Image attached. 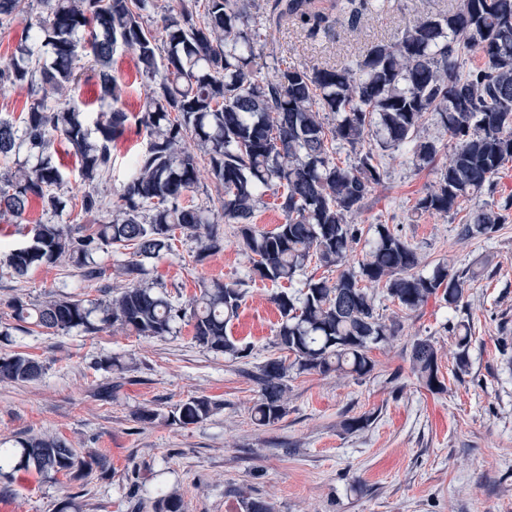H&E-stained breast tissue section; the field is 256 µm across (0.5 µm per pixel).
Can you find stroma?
<instances>
[{
	"mask_svg": "<svg viewBox=\"0 0 512 512\" xmlns=\"http://www.w3.org/2000/svg\"><path fill=\"white\" fill-rule=\"evenodd\" d=\"M360 19L330 10L326 31L308 37L287 20L267 32L260 68L286 59L316 67L355 60L373 42L395 40L417 17L455 8L460 0H366ZM112 73L123 88L122 108L138 113L146 85L135 56L116 54ZM146 144L138 124H128L114 144L115 164L94 184L110 219L128 175L127 159ZM54 159L69 177L59 190L68 208L55 215L34 200L22 218L0 219V249L27 243L37 222L72 224L86 186L73 173L77 159L56 143ZM385 178L353 217L364 239L385 224L420 254L423 274L436 266L468 272L464 304L451 308L429 299L403 314L378 295L383 316L398 317L401 330L388 345L372 348L374 370L355 378L336 372L288 373L286 415L271 426L256 425L251 409L259 398L255 376L269 358L280 321L274 294L303 288L306 278H335L336 269L310 260L293 282L261 279L239 245L237 227L222 225L224 247L196 261L195 244L178 236L171 253L145 260L164 292L188 302L203 281H243L245 298L227 332L249 345L247 358L232 360L199 346L191 324L164 338L107 330L50 334L38 327L15 330L7 306L16 296L37 304L65 284L79 298L95 301L98 286L80 280L66 263L43 265L17 278L0 273V356L24 354L43 367L38 380L0 384V446L20 437L49 434L78 455L105 460L79 476L50 480L32 470L0 478V512H56L72 496L82 512H153L162 493L182 496L187 512H242L243 497L268 501L273 512H512V210L495 233L462 237L468 213L496 207L512 196V162L495 179L493 193L463 200L448 215L420 214L418 198L434 184L431 169L415 167L399 152L382 158ZM471 326L469 371L456 372L450 326ZM430 337L438 350L444 391L423 388L411 371L410 345ZM118 358L122 369L108 368ZM112 395L100 397L102 388ZM205 396L218 405L207 420L188 426L171 421L185 400ZM157 413L152 422L140 410ZM368 417V426L348 432L344 424Z\"/></svg>",
	"mask_w": 512,
	"mask_h": 512,
	"instance_id": "obj_1",
	"label": "stroma"
}]
</instances>
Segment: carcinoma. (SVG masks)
I'll list each match as a JSON object with an SVG mask.
<instances>
[{"instance_id": "carcinoma-1", "label": "carcinoma", "mask_w": 512, "mask_h": 512, "mask_svg": "<svg viewBox=\"0 0 512 512\" xmlns=\"http://www.w3.org/2000/svg\"><path fill=\"white\" fill-rule=\"evenodd\" d=\"M42 3L46 15L0 67V84L42 89L20 121L0 118V217L22 216L33 198L55 214L65 208L56 194L65 172L53 161L52 136L70 145L78 177L90 185L112 168V143L130 120L144 128L147 143L129 162L110 221L90 234L79 224L33 225L31 243L3 259L12 275L67 262L81 281L100 284L106 268L95 260L97 252L132 248L139 258H158L172 249L178 233L197 242L196 261L202 262L224 248L222 222L237 225L240 246L262 279L290 283L312 258L338 268L334 282L310 277L296 293L272 297L280 314L275 345L293 360L271 358L260 366L253 407L259 426L284 417L291 368L357 377L373 371L371 346L390 342L401 324L377 312L368 285L385 288L407 314L432 297L454 308L463 303L469 277L441 265L429 275L420 273L419 253L386 224L377 225L362 260L349 264L362 237L350 217L383 182L379 154L405 148L415 168L435 164L437 143L420 134L429 117L440 121L455 145L415 210L446 216L461 200L492 190L512 161V0H461L446 14L417 18L400 38L371 45L349 64L307 68L283 61L270 74L254 67L261 31L292 18L318 35L325 15L312 9V0H274L261 18L256 0H179L166 9L158 0ZM27 4L0 0V19L26 12ZM331 7L355 19L365 0H335ZM152 13L158 16L154 26L145 21ZM474 50L481 51L483 63L468 67L466 56ZM119 51L135 55L148 87L133 117L120 106L112 75ZM81 57L88 59L106 106L95 116L66 96L81 84ZM189 141L200 155L189 150ZM334 142L349 146L355 162H334L328 147ZM23 150L34 164L19 161ZM200 158L218 192L214 209L184 203L199 182ZM269 191L284 222L263 231L251 219ZM102 207L101 198L87 192L78 216L94 217ZM511 209L512 199L495 210L476 209L460 234L494 233ZM122 275L127 284L98 303L64 294H50L40 304L12 298L16 329L34 325L55 334L112 327L162 338L188 319L200 346L233 360L247 357L227 334L245 296L241 281H204L199 296L183 305L146 283L139 259L125 264ZM452 335L462 375L468 370L469 324L457 322ZM410 359L423 386L445 389L432 341L414 339ZM42 371L26 355L0 357V382L34 381ZM217 409L205 396L190 397L173 414L174 422L197 424ZM99 463L79 457L55 436L20 437L13 447L0 448L1 478L33 468L55 479ZM153 512H185L184 500L163 493Z\"/></svg>"}]
</instances>
